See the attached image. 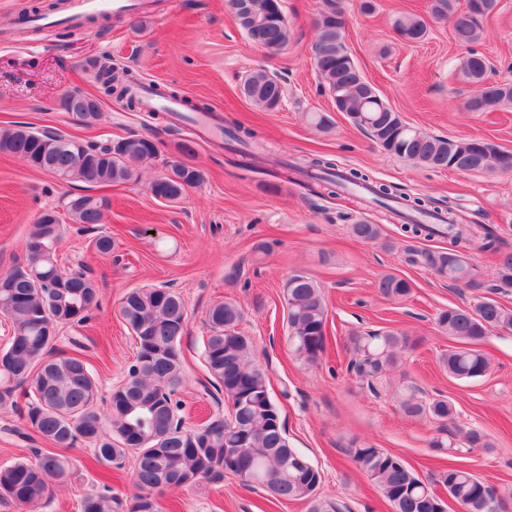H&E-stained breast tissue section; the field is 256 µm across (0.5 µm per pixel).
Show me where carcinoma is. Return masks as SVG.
I'll return each mask as SVG.
<instances>
[{
  "instance_id": "obj_1",
  "label": "carcinoma",
  "mask_w": 512,
  "mask_h": 512,
  "mask_svg": "<svg viewBox=\"0 0 512 512\" xmlns=\"http://www.w3.org/2000/svg\"><path fill=\"white\" fill-rule=\"evenodd\" d=\"M259 27L254 43L276 52L291 38L284 22L282 0H249ZM499 0H466L465 9L456 0H431L430 10L438 19L452 20L455 41L466 50L459 71L473 86L465 101L468 112H493L512 105V83H485L487 63L472 48L480 38L479 22L496 12ZM346 22L328 19L315 25L313 45L318 76L339 111L365 132L386 153L420 166L463 172H512V151L497 150L472 138L431 136L404 122L377 90L361 75L345 43ZM392 27L421 41L427 26L415 14L397 16ZM91 67L107 96L127 97L138 79L127 68L109 60H94ZM243 97L264 112L279 109L284 97L282 83L263 69L252 71L240 87ZM223 138L246 147L247 164L258 158L263 144L257 133L239 124L222 128ZM0 153L18 156L31 167L48 171L65 180L89 184L135 183L138 165L154 161L157 145L145 136L107 139L104 143H83L58 133L35 131L26 125L0 129ZM289 169L307 176L309 191L358 188L373 196L395 216L409 221L404 231L411 238L438 234L426 222L437 218L446 223L448 247L421 248L409 244L407 261L421 265L440 278L480 289L471 262L474 245L496 257L492 291L512 288V250L494 233L479 224H459L453 210L427 207L418 198L393 187L376 184L358 171H343L331 159L316 156L303 159ZM206 171L194 164L171 160L150 183L151 194L167 203L180 201L188 189L202 185ZM105 200L77 195L66 204L74 224H99ZM351 235L366 243L382 239L379 224L359 222L349 227ZM63 224L53 210L43 212L29 225L23 263L0 273V313L11 322L10 336L0 346V406L15 405L16 393L24 383L33 385L31 399L23 412L25 423L56 450L40 452L37 461L22 459L0 468V502L34 507L48 500L53 486L77 482V466L64 451L78 443L92 451L102 467L127 456L134 459V495L131 512H156L155 493L182 487L199 479L212 483L234 474L249 487L258 488L276 501L295 500L307 505V512H337L336 505L319 493L322 475L298 449L288 444L286 429L272 401L269 377L254 360L251 337L239 331L242 309L233 301L213 303L206 313L210 335L204 342L208 373L206 395L224 393L229 411L195 429L181 424L179 395L187 380L181 339L187 311L182 297L165 286L129 290L121 299L118 313L135 336L137 353L122 382L101 408L98 383L88 364L78 356H54L52 352L63 327H82L96 303L97 283L81 272L60 268L57 245ZM386 298L402 299L410 294L407 280L385 274L377 282ZM288 334L294 354L305 363L317 361L326 347L327 306L321 289L303 271L294 272L284 286ZM438 328L463 343L441 356L448 375L457 380H476L487 374L489 363L475 345L494 330H512V310L494 298L483 297L470 307H450L438 313ZM353 354L348 368L363 379L386 373L408 347L404 333L353 332L348 337ZM401 410L412 418L431 416L454 422L456 410L446 399L424 401L409 388L400 399ZM356 467L375 484L392 512H448V504L434 486L421 480L398 456L381 448L362 445L348 449ZM437 483L448 490V498L463 512H490L491 504L503 496L486 479L465 465L443 471ZM86 495L81 512H113L111 487Z\"/></svg>"
}]
</instances>
